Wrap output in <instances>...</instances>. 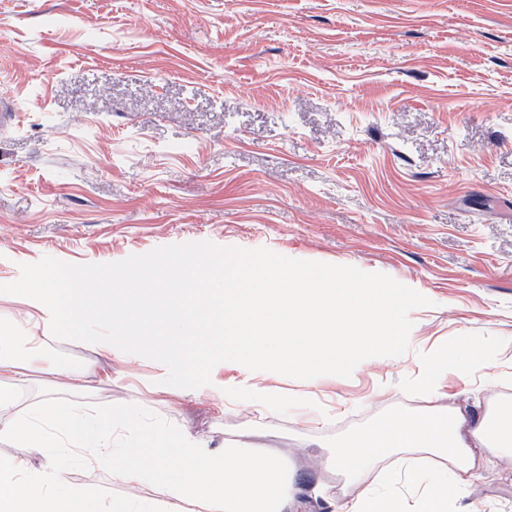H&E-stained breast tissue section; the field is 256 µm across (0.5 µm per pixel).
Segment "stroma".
I'll list each match as a JSON object with an SVG mask.
<instances>
[{"label": "stroma", "mask_w": 512, "mask_h": 512, "mask_svg": "<svg viewBox=\"0 0 512 512\" xmlns=\"http://www.w3.org/2000/svg\"><path fill=\"white\" fill-rule=\"evenodd\" d=\"M0 103V280L231 255L416 290L412 345L323 380L324 422L187 396L150 405L171 427L308 487L302 443L419 410L421 349L512 343V0H0ZM162 318L108 400L136 405Z\"/></svg>", "instance_id": "stroma-1"}]
</instances>
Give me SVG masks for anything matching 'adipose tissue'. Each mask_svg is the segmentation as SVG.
I'll use <instances>...</instances> for the list:
<instances>
[{"instance_id":"adipose-tissue-1","label":"adipose tissue","mask_w":512,"mask_h":512,"mask_svg":"<svg viewBox=\"0 0 512 512\" xmlns=\"http://www.w3.org/2000/svg\"><path fill=\"white\" fill-rule=\"evenodd\" d=\"M221 257L173 267L203 287L211 305L197 312L172 305L162 322L163 346L150 357L147 390L156 396L207 397L216 405L244 404L261 416L284 410L285 380L306 386L314 399L318 378L358 371L371 359L395 357L413 339L399 314L415 302L407 288L355 282L343 272L312 273L284 262L257 260L258 274L228 280ZM78 277L82 294L111 295L110 314L125 337L89 325L68 275L53 270L0 282V442L17 443L40 458L0 453V512H306L323 501L327 512H483L473 496L477 481L512 459V398L440 405L448 379L480 392L482 383L512 387V363L496 349L460 339L422 351L407 385L425 405L414 415L392 414L317 451L323 471L341 476L343 494L317 483L296 485L276 452L248 444L216 448L211 438L175 430L143 407L103 409L62 404L50 397L21 411L17 392L33 374L48 371L55 389L88 390L120 383L124 372L100 358L131 360L132 332L143 316L144 293L160 280L139 270ZM370 293L360 306L357 295ZM57 344L89 352L75 363L53 354ZM233 376L218 380L213 363ZM92 475L112 477V496L92 491Z\"/></svg>"}]
</instances>
